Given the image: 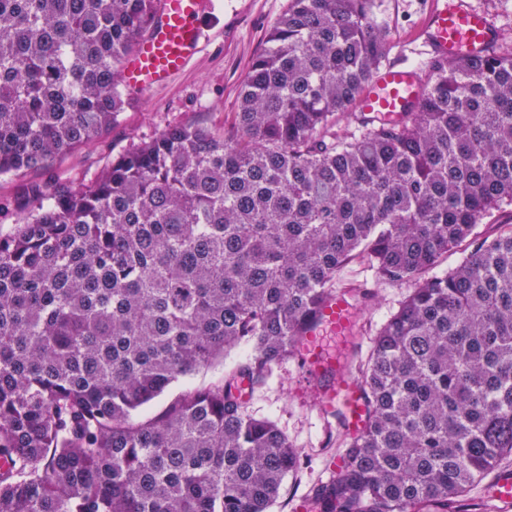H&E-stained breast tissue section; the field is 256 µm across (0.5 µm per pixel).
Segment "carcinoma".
Returning <instances> with one entry per match:
<instances>
[{"label":"carcinoma","mask_w":512,"mask_h":512,"mask_svg":"<svg viewBox=\"0 0 512 512\" xmlns=\"http://www.w3.org/2000/svg\"><path fill=\"white\" fill-rule=\"evenodd\" d=\"M374 4L289 0L224 128L169 127L87 185L28 190L0 235V512H270L299 460L242 384L300 355L329 298L366 300L338 287L354 261L410 291L310 512L451 506L512 456V225L478 231L512 205V44L429 59L391 121L359 110L391 50ZM155 12L0 0V177L112 127ZM245 356V352L243 350H235L231 353V355L225 360L222 366H218L212 369L202 370L198 374H196L192 381L197 386H206L210 385L214 382H217L219 378L224 374V370L232 367L235 363L242 360Z\"/></svg>","instance_id":"1"}]
</instances>
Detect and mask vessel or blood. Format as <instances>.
<instances>
[{
  "instance_id": "1",
  "label": "vessel or blood",
  "mask_w": 512,
  "mask_h": 512,
  "mask_svg": "<svg viewBox=\"0 0 512 512\" xmlns=\"http://www.w3.org/2000/svg\"><path fill=\"white\" fill-rule=\"evenodd\" d=\"M211 10L210 0H159L149 33L123 63L124 85L144 94L182 71L208 38L205 20ZM422 35L436 57L485 55L495 46L498 29L493 17L475 8L471 0H435ZM420 94L416 69L392 64L374 75L361 108L396 116L417 103ZM348 329L349 311L344 298L326 301L318 325L306 336L302 355L312 375L323 380L320 392L324 410L339 413L341 422L355 431L364 425L363 398L353 380L336 376V357L325 346L327 335L341 339Z\"/></svg>"
}]
</instances>
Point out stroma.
Here are the masks:
<instances>
[{
	"mask_svg": "<svg viewBox=\"0 0 512 512\" xmlns=\"http://www.w3.org/2000/svg\"><path fill=\"white\" fill-rule=\"evenodd\" d=\"M289 0H214L208 17L209 40L187 68L164 87L131 98L117 122L94 143L79 147L52 166L0 178V199L14 201L25 187L55 182L94 181L101 170L132 145L155 138L168 127L206 122L220 127L236 111L241 85L253 60L268 47V34L285 13ZM431 0H378L377 17L392 31L389 62L420 67L429 58L421 37ZM346 288H361L369 295L358 312L362 347L371 342L407 294L402 286L379 280L362 264L340 274ZM249 411L274 419L287 434L301 467L287 479L271 512H296L300 501L330 477L329 464L341 457V429L324 415L306 366L290 358L275 370L265 385L246 396ZM512 469V457L498 470ZM498 470L489 471L456 505V512H504L494 496Z\"/></svg>",
	"mask_w": 512,
	"mask_h": 512,
	"instance_id": "obj_1",
	"label": "stroma"
}]
</instances>
